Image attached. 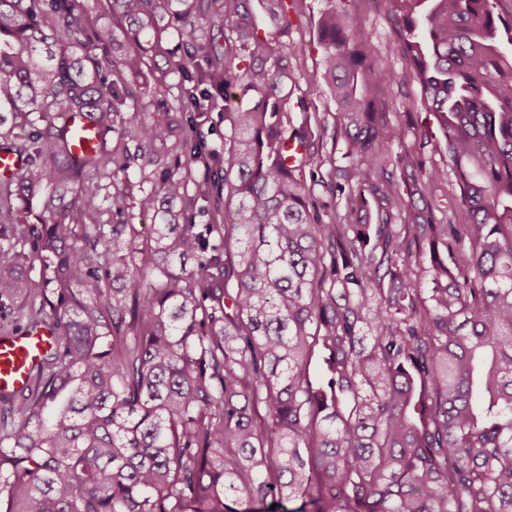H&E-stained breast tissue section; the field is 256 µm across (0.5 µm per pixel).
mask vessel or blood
Segmentation results:
<instances>
[{"label": "vessel or blood", "mask_w": 512, "mask_h": 512, "mask_svg": "<svg viewBox=\"0 0 512 512\" xmlns=\"http://www.w3.org/2000/svg\"><path fill=\"white\" fill-rule=\"evenodd\" d=\"M70 126L80 131L73 152H89L100 141L99 132L84 113L68 117ZM56 331L52 321L27 324L0 332V403L6 404L24 393L36 371L55 348Z\"/></svg>", "instance_id": "b4317fda"}]
</instances>
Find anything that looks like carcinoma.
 <instances>
[{
    "instance_id": "carcinoma-1",
    "label": "carcinoma",
    "mask_w": 512,
    "mask_h": 512,
    "mask_svg": "<svg viewBox=\"0 0 512 512\" xmlns=\"http://www.w3.org/2000/svg\"><path fill=\"white\" fill-rule=\"evenodd\" d=\"M390 2L428 106L410 142L336 0L316 25L331 125L288 112V45L265 37L301 0H107L110 25L0 0V150L25 159L0 180V299L31 294L37 259L57 333L0 420V512H512V8ZM204 136L206 150H224V101L219 100V105L204 112L198 119ZM68 123L81 131L78 139L72 144L73 153L90 152L100 141L99 132L84 113H72L68 116Z\"/></svg>"
}]
</instances>
